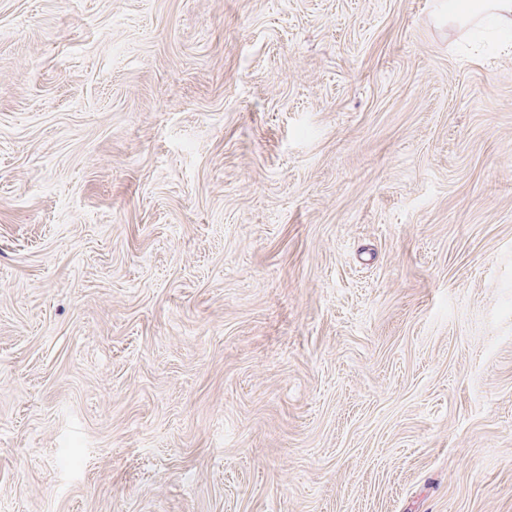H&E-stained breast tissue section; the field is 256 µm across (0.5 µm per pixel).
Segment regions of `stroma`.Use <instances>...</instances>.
<instances>
[{"label": "stroma", "instance_id": "stroma-1", "mask_svg": "<svg viewBox=\"0 0 512 512\" xmlns=\"http://www.w3.org/2000/svg\"><path fill=\"white\" fill-rule=\"evenodd\" d=\"M448 0H0V512H512V45Z\"/></svg>", "mask_w": 512, "mask_h": 512}]
</instances>
